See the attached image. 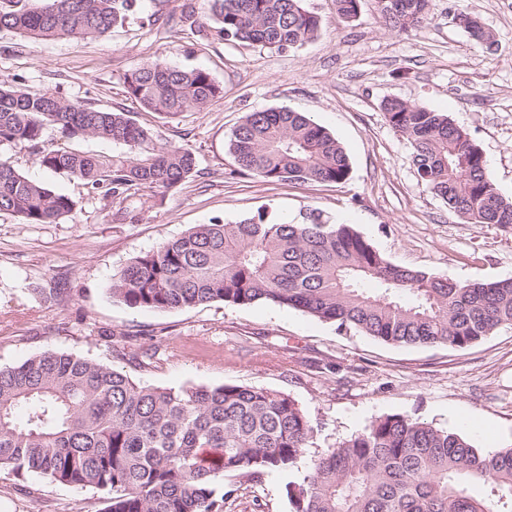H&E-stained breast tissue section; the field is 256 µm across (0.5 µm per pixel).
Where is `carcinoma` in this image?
Masks as SVG:
<instances>
[{
  "label": "carcinoma",
  "mask_w": 512,
  "mask_h": 512,
  "mask_svg": "<svg viewBox=\"0 0 512 512\" xmlns=\"http://www.w3.org/2000/svg\"><path fill=\"white\" fill-rule=\"evenodd\" d=\"M431 0H377L393 29L429 20ZM136 0H0V28L34 40L99 39L126 20ZM356 17L360 0H335ZM184 16L225 41L283 52L317 37L321 18L303 0H207ZM125 93L147 112L204 108L224 88L200 68L146 63L123 76ZM391 128L413 149L420 180L462 220L512 226L480 149L447 115L385 99ZM67 140L122 143L116 161L68 147H42L47 130ZM30 148L41 167L123 202L171 189L195 171L189 150L157 142L121 110H100L22 83L0 82V146ZM228 147L239 167L265 182L339 183L350 161L336 137L304 113L269 108L247 114ZM75 202L0 157V212L27 224H57ZM130 308L172 311L215 301H258L302 310L398 346L467 349L512 326V278L460 282L389 262L349 224L312 212L300 223L259 212L199 224L134 257L113 280ZM117 355L140 367L150 348ZM307 412L278 391L239 384L168 388L135 383L124 371L60 351L0 368V470L41 474L104 495V512H224L235 489L268 470H297L314 436ZM486 489L472 494L471 485ZM293 512H512V447L484 451L465 435L402 414L310 459L285 486Z\"/></svg>",
  "instance_id": "1"
}]
</instances>
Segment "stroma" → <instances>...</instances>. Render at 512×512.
Segmentation results:
<instances>
[{
    "label": "stroma",
    "mask_w": 512,
    "mask_h": 512,
    "mask_svg": "<svg viewBox=\"0 0 512 512\" xmlns=\"http://www.w3.org/2000/svg\"><path fill=\"white\" fill-rule=\"evenodd\" d=\"M320 35L278 52L234 44L189 26L184 11L204 0H138L103 38L35 42L0 29V81L23 80L83 105L130 112L159 142L192 151L198 166L179 187L115 203L76 179L47 171L30 151L0 150L24 175L76 203L72 218L27 224L0 213V367L46 350L124 370L144 385L263 387L295 399L316 426L308 455L335 447L387 414H403L467 435L483 450L512 446V328L466 350L398 347L303 311L257 302H213L182 311L134 309L115 301L113 278L143 253L220 218L234 222L267 208L297 223L312 210L352 225L390 262L457 281L512 278V227L470 224L422 184L412 148L387 123V98L448 113L481 150L499 192L512 197V0H432L433 18L401 34L361 0L340 19L333 0H305ZM465 11L493 32L477 46L456 20ZM199 67L223 98L176 116L147 112L122 79L144 63ZM288 107L330 131L345 149L341 183H268L240 173L227 136L251 112ZM66 295L50 296L52 286ZM155 350L157 366L117 356L115 335ZM496 431L487 441L483 427ZM291 476L230 477L225 512H292ZM98 493L38 474L0 471V512H102Z\"/></svg>",
    "instance_id": "obj_1"
}]
</instances>
